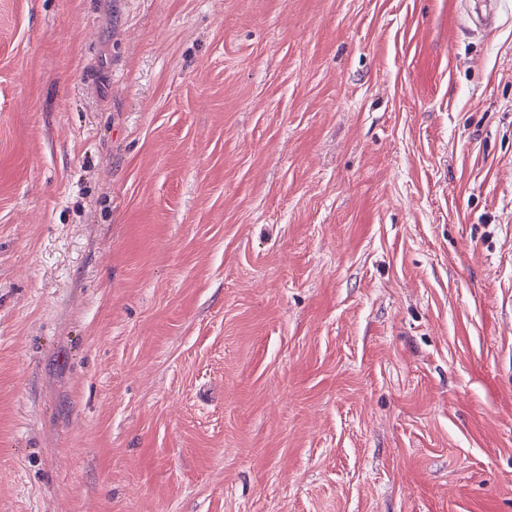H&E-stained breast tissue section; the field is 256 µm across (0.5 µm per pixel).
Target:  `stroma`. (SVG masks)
Here are the masks:
<instances>
[{
    "mask_svg": "<svg viewBox=\"0 0 512 512\" xmlns=\"http://www.w3.org/2000/svg\"><path fill=\"white\" fill-rule=\"evenodd\" d=\"M0 0V512H512V0Z\"/></svg>",
    "mask_w": 512,
    "mask_h": 512,
    "instance_id": "stroma-1",
    "label": "stroma"
}]
</instances>
